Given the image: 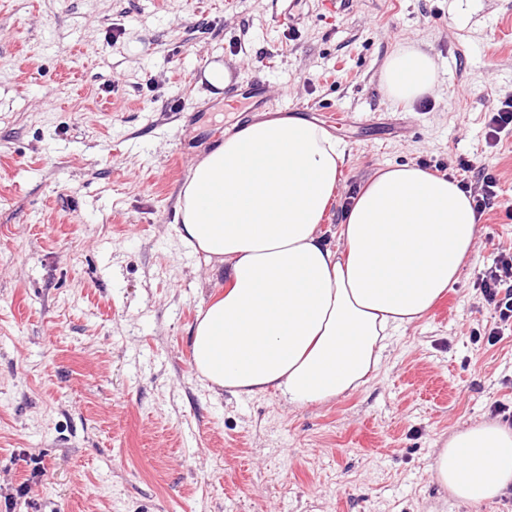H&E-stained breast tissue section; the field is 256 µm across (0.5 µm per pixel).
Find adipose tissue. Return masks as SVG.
Here are the masks:
<instances>
[{
	"instance_id": "adipose-tissue-1",
	"label": "adipose tissue",
	"mask_w": 512,
	"mask_h": 512,
	"mask_svg": "<svg viewBox=\"0 0 512 512\" xmlns=\"http://www.w3.org/2000/svg\"><path fill=\"white\" fill-rule=\"evenodd\" d=\"M438 78L433 58L401 47L385 93L413 103ZM345 150L296 116L253 121L191 169L175 230L226 289L198 313L191 365L235 396L279 393L325 404L368 382L396 330L421 318L472 257L478 218L452 178L415 165L371 177L344 212L337 245L320 231ZM465 503L512 489V429L480 421L453 432L431 463Z\"/></svg>"
}]
</instances>
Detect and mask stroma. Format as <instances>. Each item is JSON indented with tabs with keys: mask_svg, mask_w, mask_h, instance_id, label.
Wrapping results in <instances>:
<instances>
[{
	"mask_svg": "<svg viewBox=\"0 0 512 512\" xmlns=\"http://www.w3.org/2000/svg\"><path fill=\"white\" fill-rule=\"evenodd\" d=\"M0 0V512H512L431 477L449 435L512 408V330L476 282L512 250V136L485 141L512 95V0ZM429 53L438 79L406 104L380 84L387 57ZM267 84L270 116L342 143L321 230L337 243L349 195L380 169L427 163L499 196L477 253L375 378L326 404L233 396L190 365L196 314L224 281L182 246L178 193L253 112L203 80ZM474 162L458 170L459 159ZM45 474L26 478L25 456Z\"/></svg>",
	"mask_w": 512,
	"mask_h": 512,
	"instance_id": "obj_1",
	"label": "stroma"
}]
</instances>
